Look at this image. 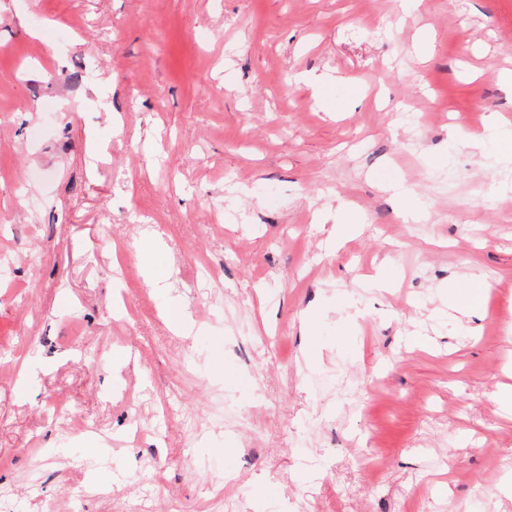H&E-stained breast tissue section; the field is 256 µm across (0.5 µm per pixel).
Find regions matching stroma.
Wrapping results in <instances>:
<instances>
[{
	"mask_svg": "<svg viewBox=\"0 0 512 512\" xmlns=\"http://www.w3.org/2000/svg\"><path fill=\"white\" fill-rule=\"evenodd\" d=\"M509 71L512 0H0V512H512ZM381 186L388 191H392L396 196L405 201L404 218L406 221H419L423 217V212L419 206L410 202L411 192L405 188L401 179L396 175H389L381 179ZM159 250L156 240L143 242L139 248L138 256L141 259L142 274L145 284L150 288L158 287L159 277L155 270V259Z\"/></svg>",
	"mask_w": 512,
	"mask_h": 512,
	"instance_id": "1",
	"label": "stroma"
}]
</instances>
